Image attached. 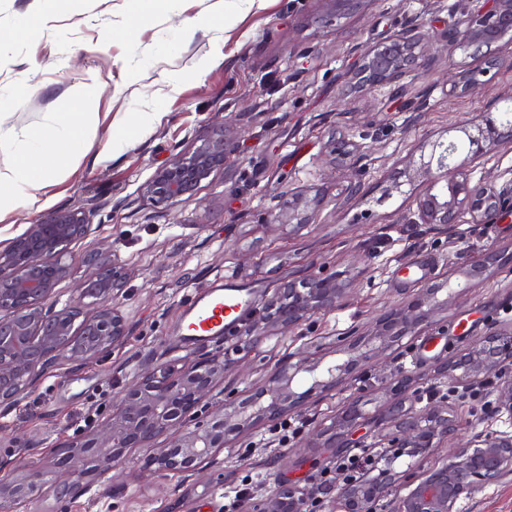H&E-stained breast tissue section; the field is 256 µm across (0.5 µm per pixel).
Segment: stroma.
<instances>
[{
	"label": "stroma",
	"mask_w": 512,
	"mask_h": 512,
	"mask_svg": "<svg viewBox=\"0 0 512 512\" xmlns=\"http://www.w3.org/2000/svg\"><path fill=\"white\" fill-rule=\"evenodd\" d=\"M467 0H344L324 19L322 0H0V170L14 160L15 135L55 123L63 113L86 115L85 151L63 173L47 170L34 209L10 208L0 218V249L39 216L82 208L98 224V238L115 242L125 263L119 297L127 334L112 351L77 365H58L0 411V478L51 454L112 411V399L139 372L164 361L185 363L224 352V380L199 408L207 423L230 395L261 386L289 356H320L338 337L362 339L389 308L423 286L464 267L482 252L502 261L473 283L447 312L388 351L381 365L357 367L335 389L316 393L283 421L233 437L187 482L139 467L145 451L132 449L116 471L112 491L60 503L50 491L14 512H224L239 494L238 512L281 485L299 488L312 512H336L343 483L337 465L366 453L383 463L395 456L406 495L423 474L449 461V450L480 432L512 433V419L494 402L502 375L453 395L441 373L490 331L512 327V197L480 224H412L421 185L385 194L392 177L424 143L449 128L499 107L512 95V36L491 50L499 65L474 93L452 92L448 69L485 67L486 58L450 43ZM223 14V28L202 18ZM31 32L15 36L22 19ZM424 25L432 43L424 67L396 83L362 91L352 76L363 53L404 30ZM235 123L238 148L196 197L169 209L144 201L140 189L159 166L191 151L217 121ZM118 135L106 149L110 135ZM353 141L347 162L332 143ZM359 178L364 197L344 188ZM323 197L316 220L300 226L268 224L279 192ZM201 198L212 206L198 207ZM419 274L409 277L407 266ZM343 274L349 289L334 309L261 343L221 336L184 345L179 324L187 294L233 276L264 309L283 281ZM409 380L416 410L447 405L453 437L424 455L396 456L378 431L390 389ZM366 415L360 445L331 452L311 438L353 399ZM298 433L281 440V425ZM457 512H512V478L482 485L460 500Z\"/></svg>",
	"instance_id": "1"
}]
</instances>
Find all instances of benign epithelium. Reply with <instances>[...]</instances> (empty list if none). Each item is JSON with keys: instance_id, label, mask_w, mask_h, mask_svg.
<instances>
[{"instance_id": "benign-epithelium-1", "label": "benign epithelium", "mask_w": 512, "mask_h": 512, "mask_svg": "<svg viewBox=\"0 0 512 512\" xmlns=\"http://www.w3.org/2000/svg\"><path fill=\"white\" fill-rule=\"evenodd\" d=\"M512 32V0H474L464 11L453 34L457 45L472 55L491 50ZM426 34L410 28L367 49L354 73L357 87L392 84L422 66ZM488 70L448 72L455 92L466 93L483 84ZM503 110L481 112L454 127V139L428 143L429 153L407 166L400 176L425 189L416 198L414 216L422 224H457L468 215L477 224L512 194V179L502 186L473 179L469 165L494 147L512 144V122ZM237 149L233 125H217L191 152L158 167L142 188L152 206L170 207L197 194L201 183L224 168ZM322 199L288 190L277 197L266 222L311 224ZM97 228L82 209H58L33 224L0 250V407L14 406L33 379L53 369L59 359L82 364L112 350L126 336V321L112 304L125 283L124 264L117 248L99 242L83 257L87 272L78 282V295L60 300L56 287L73 276L65 254L73 243L88 239ZM499 255L488 253L471 260L465 280L482 277ZM462 283L450 277L422 288L418 294L376 319L367 338L347 341L339 352L345 360L301 357L274 365L263 385L244 398L234 397L216 409L209 422H195L196 409L224 381V357L208 354L180 367L160 364L128 384L113 402L112 414L96 429L59 446L45 465H28L20 477L0 481V509L9 512L47 482L55 497L66 502L90 493L107 492L112 471L132 448L148 450L144 470L183 481L194 476L230 432L246 431L261 422L278 420L316 392L340 384L353 367L376 364L399 340L415 333L448 310ZM347 288L340 275H313L286 282L267 302L263 314L246 328L243 337L258 342L280 329L301 325L310 317L335 308ZM95 310L82 315V307ZM81 322H76L77 318ZM512 360V328L489 332L442 372L450 384L475 383ZM406 385L392 388L387 415L394 431L390 442L411 455L425 453L435 439L448 437L452 420L441 409H406ZM496 411L512 415V378L498 389ZM365 414L359 400L345 406L318 434L322 448H346L349 436ZM395 458L376 469L361 466L345 480L337 494L341 512H372L373 504L389 495L398 480ZM512 477V434L479 433L451 454L447 465L420 479L392 512H456V504L478 487ZM299 492L283 487L254 505L255 512H299Z\"/></svg>"}]
</instances>
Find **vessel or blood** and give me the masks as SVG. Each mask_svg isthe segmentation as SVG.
Here are the masks:
<instances>
[{"mask_svg": "<svg viewBox=\"0 0 512 512\" xmlns=\"http://www.w3.org/2000/svg\"><path fill=\"white\" fill-rule=\"evenodd\" d=\"M253 309L248 289L233 279L213 281L203 294L193 295L185 309L182 331L189 343L219 334H228L242 326Z\"/></svg>", "mask_w": 512, "mask_h": 512, "instance_id": "obj_1", "label": "vessel or blood"}]
</instances>
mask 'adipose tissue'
Here are the masks:
<instances>
[{
    "instance_id": "obj_1",
    "label": "adipose tissue",
    "mask_w": 512,
    "mask_h": 512,
    "mask_svg": "<svg viewBox=\"0 0 512 512\" xmlns=\"http://www.w3.org/2000/svg\"><path fill=\"white\" fill-rule=\"evenodd\" d=\"M86 136V117L81 112L65 113L58 124L27 135L19 145L11 171L0 172V195H7L11 205L33 207L41 170H67L79 155Z\"/></svg>"
}]
</instances>
